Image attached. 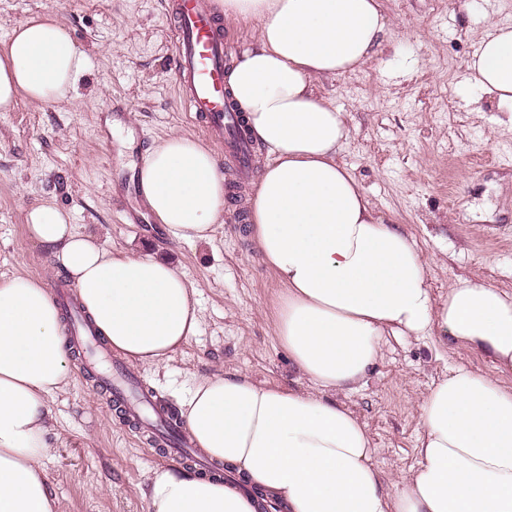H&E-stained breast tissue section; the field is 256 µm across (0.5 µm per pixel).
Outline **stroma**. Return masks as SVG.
Listing matches in <instances>:
<instances>
[{
    "mask_svg": "<svg viewBox=\"0 0 512 512\" xmlns=\"http://www.w3.org/2000/svg\"><path fill=\"white\" fill-rule=\"evenodd\" d=\"M391 28L364 70L322 78L315 88L349 114L340 163L383 218L412 234L434 297L460 278L480 276L512 291V131L489 100L463 81L488 20L512 26V0H382ZM167 0H0V43L32 13H54L90 57L69 104L18 102L0 112V276L51 285L67 275L32 243L25 215L49 199L109 248L156 251L154 220L125 224L140 209L138 166L155 140L200 137L178 93ZM250 184L226 196L211 243L170 245L164 255L198 290L200 327L171 360L137 364L157 400L175 404L196 379L237 371L258 382L306 387L272 325L278 285L262 263L247 216ZM484 359L435 336L384 337L357 390L339 400L364 422L374 464L394 483L417 463L420 404L432 382ZM71 382L49 397L51 447L43 465L60 512H146L141 490L151 469L189 460L149 446L127 422L77 353Z\"/></svg>",
    "mask_w": 512,
    "mask_h": 512,
    "instance_id": "obj_1",
    "label": "stroma"
}]
</instances>
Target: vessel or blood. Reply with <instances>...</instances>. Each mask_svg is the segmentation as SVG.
<instances>
[{"instance_id": "vessel-or-blood-1", "label": "vessel or blood", "mask_w": 512, "mask_h": 512, "mask_svg": "<svg viewBox=\"0 0 512 512\" xmlns=\"http://www.w3.org/2000/svg\"><path fill=\"white\" fill-rule=\"evenodd\" d=\"M169 17L180 76L181 99L186 112L203 136L223 145L224 155L232 160L238 180L252 172L255 147L227 94L224 81V30L210 0H169ZM71 333L86 352L85 363L96 366L108 355L106 346L93 337L78 307H70ZM133 372L125 367L102 374L104 387L123 405L128 417L138 418L137 403L131 396ZM162 431L153 443L173 451V435L179 434L180 422L175 412L160 414Z\"/></svg>"}]
</instances>
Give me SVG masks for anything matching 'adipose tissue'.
Masks as SVG:
<instances>
[{"instance_id":"1","label":"adipose tissue","mask_w":512,"mask_h":512,"mask_svg":"<svg viewBox=\"0 0 512 512\" xmlns=\"http://www.w3.org/2000/svg\"><path fill=\"white\" fill-rule=\"evenodd\" d=\"M225 20H252L254 41L225 80L249 132L270 156L249 221L279 286L274 335L307 388L222 371L178 401L195 446L223 463L231 483L158 466L142 490L147 512H512V292L480 278L434 298L426 262L397 220H384L338 161L348 115L314 84L366 67L388 34L381 0H217ZM67 25L38 14L0 44V112L19 100L71 103L88 68ZM465 80L512 129V27L488 24ZM143 202L166 241L211 242L224 221L216 152L172 134L138 168ZM26 234L77 287L113 352L159 364L196 335V290L158 254L104 247L45 201ZM451 339L491 366H459L421 404L416 467L386 487L360 419L336 396L356 388L386 336ZM61 310L38 280L0 278V512H58L43 466L51 410L67 385Z\"/></svg>"}]
</instances>
